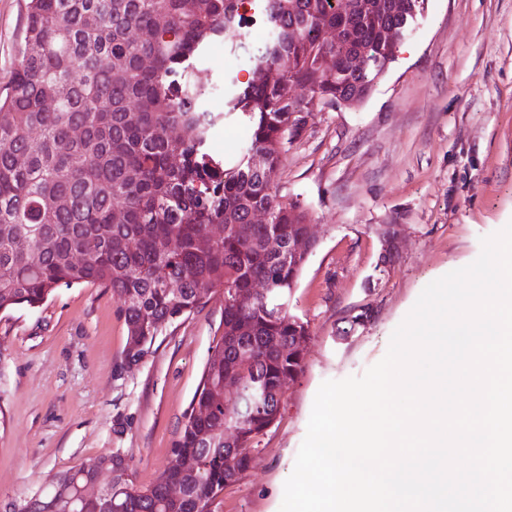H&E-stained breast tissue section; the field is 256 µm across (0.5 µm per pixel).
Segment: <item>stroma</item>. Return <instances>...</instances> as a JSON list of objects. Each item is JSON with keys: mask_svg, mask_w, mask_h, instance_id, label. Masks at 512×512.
<instances>
[{"mask_svg": "<svg viewBox=\"0 0 512 512\" xmlns=\"http://www.w3.org/2000/svg\"><path fill=\"white\" fill-rule=\"evenodd\" d=\"M24 24V0H0V88L20 62ZM200 65L220 111L228 80L246 81L255 61L225 41ZM277 183L314 219L318 246L288 307L310 342L303 374L286 385L277 422L219 512H279L322 382L379 362L422 290L475 261L482 238L512 222V0H428L372 96L314 113L284 145ZM385 224L401 225L403 247L381 272ZM364 310L369 320L348 330ZM222 315L213 294L129 365L111 289L63 286L38 308L0 312V512L113 450L135 487L153 484Z\"/></svg>", "mask_w": 512, "mask_h": 512, "instance_id": "1", "label": "stroma"}]
</instances>
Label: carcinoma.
I'll return each instance as SVG.
<instances>
[{
	"label": "carcinoma",
	"instance_id": "1",
	"mask_svg": "<svg viewBox=\"0 0 512 512\" xmlns=\"http://www.w3.org/2000/svg\"><path fill=\"white\" fill-rule=\"evenodd\" d=\"M248 2L26 0L22 59L0 97V312L37 308L61 286L110 288L137 364L168 325L224 299L156 481L134 487L113 451L104 494L83 495L91 477L72 469L37 512L58 494L82 496L83 512H217L303 371L310 333L288 300L306 259L289 247L317 240L309 210L280 194V152L316 103L370 98L426 0H261L269 37L253 77L216 112L197 65L243 29ZM233 111L244 147L216 155L212 130Z\"/></svg>",
	"mask_w": 512,
	"mask_h": 512
}]
</instances>
